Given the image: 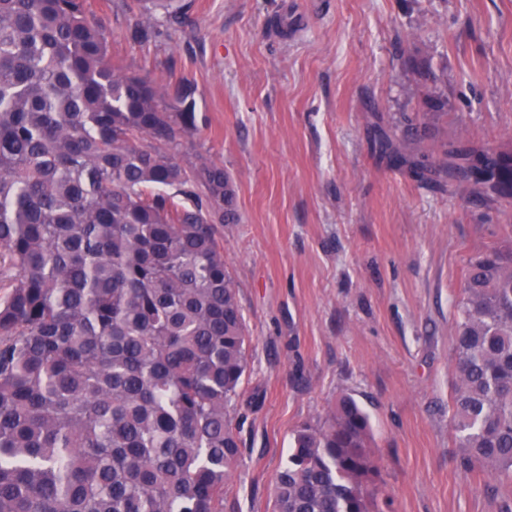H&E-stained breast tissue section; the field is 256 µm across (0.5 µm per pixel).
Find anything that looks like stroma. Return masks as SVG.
<instances>
[{"label":"stroma","instance_id":"35a3bbf8","mask_svg":"<svg viewBox=\"0 0 512 512\" xmlns=\"http://www.w3.org/2000/svg\"><path fill=\"white\" fill-rule=\"evenodd\" d=\"M90 2L114 64L192 86L181 154L236 185L222 235L248 368L224 512H271L293 430L345 394L370 417L389 512H512L511 479L457 469L449 412L468 264L512 246V203L427 187L371 150L410 121L512 148V0Z\"/></svg>","mask_w":512,"mask_h":512}]
</instances>
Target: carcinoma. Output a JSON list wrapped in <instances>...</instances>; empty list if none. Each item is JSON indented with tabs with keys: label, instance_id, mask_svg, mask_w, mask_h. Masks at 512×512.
Listing matches in <instances>:
<instances>
[{
	"label": "carcinoma",
	"instance_id": "cac0c4a2",
	"mask_svg": "<svg viewBox=\"0 0 512 512\" xmlns=\"http://www.w3.org/2000/svg\"><path fill=\"white\" fill-rule=\"evenodd\" d=\"M86 0H0V512H224L246 328L224 166L178 158L194 90L112 64ZM386 146L512 196V150ZM454 338L456 465L512 476V258L472 260ZM368 417L293 430L274 512H383Z\"/></svg>",
	"mask_w": 512,
	"mask_h": 512
}]
</instances>
